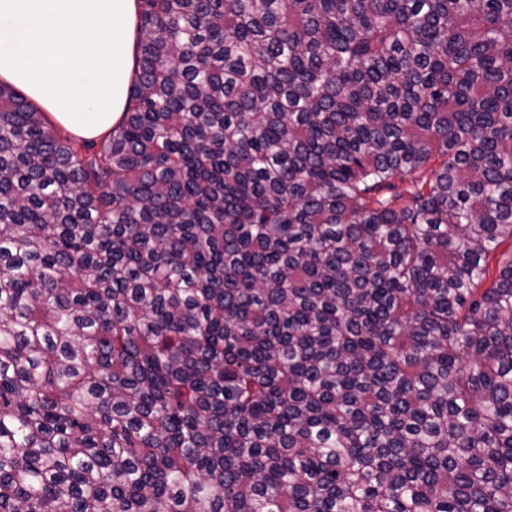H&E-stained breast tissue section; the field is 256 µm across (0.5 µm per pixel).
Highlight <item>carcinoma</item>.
<instances>
[{
	"instance_id": "carcinoma-1",
	"label": "carcinoma",
	"mask_w": 512,
	"mask_h": 512,
	"mask_svg": "<svg viewBox=\"0 0 512 512\" xmlns=\"http://www.w3.org/2000/svg\"><path fill=\"white\" fill-rule=\"evenodd\" d=\"M137 2L0 82V512H512V0ZM137 11V0H0V81L67 132L99 138L127 107Z\"/></svg>"
}]
</instances>
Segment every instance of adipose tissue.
I'll list each match as a JSON object with an SVG mask.
<instances>
[{"instance_id": "1", "label": "adipose tissue", "mask_w": 512, "mask_h": 512, "mask_svg": "<svg viewBox=\"0 0 512 512\" xmlns=\"http://www.w3.org/2000/svg\"><path fill=\"white\" fill-rule=\"evenodd\" d=\"M137 0H0V81L91 141L120 121L134 74Z\"/></svg>"}]
</instances>
